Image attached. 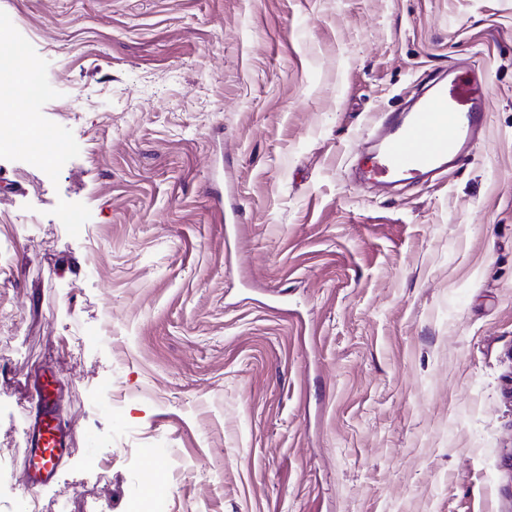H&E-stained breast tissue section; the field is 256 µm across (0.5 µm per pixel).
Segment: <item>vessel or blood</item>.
Masks as SVG:
<instances>
[{
	"instance_id": "obj_1",
	"label": "vessel or blood",
	"mask_w": 512,
	"mask_h": 512,
	"mask_svg": "<svg viewBox=\"0 0 512 512\" xmlns=\"http://www.w3.org/2000/svg\"><path fill=\"white\" fill-rule=\"evenodd\" d=\"M486 83L471 69L449 65L405 110L389 113L365 154L363 173L377 182L418 181L469 154L486 118ZM57 382L44 374L25 430L24 467L34 485L50 487L73 446L53 409Z\"/></svg>"
}]
</instances>
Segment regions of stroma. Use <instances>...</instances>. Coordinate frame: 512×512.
Listing matches in <instances>:
<instances>
[{
	"label": "stroma",
	"mask_w": 512,
	"mask_h": 512,
	"mask_svg": "<svg viewBox=\"0 0 512 512\" xmlns=\"http://www.w3.org/2000/svg\"><path fill=\"white\" fill-rule=\"evenodd\" d=\"M60 149L0 151V512H512V0H0ZM461 60L462 168L375 121ZM76 436L18 483L41 366ZM156 449L146 457V449ZM485 89V80L471 69L448 65L410 108L389 112L365 153L364 175L377 182L419 181L458 165L484 127Z\"/></svg>",
	"instance_id": "1"
}]
</instances>
